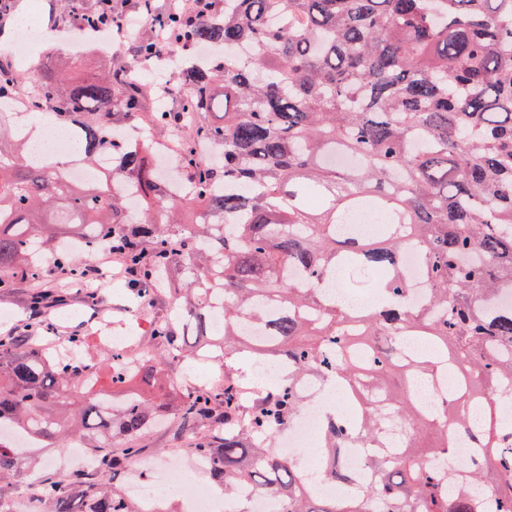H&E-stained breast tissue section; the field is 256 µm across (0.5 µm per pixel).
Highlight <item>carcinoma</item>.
Returning <instances> with one entry per match:
<instances>
[{"instance_id": "carcinoma-1", "label": "carcinoma", "mask_w": 512, "mask_h": 512, "mask_svg": "<svg viewBox=\"0 0 512 512\" xmlns=\"http://www.w3.org/2000/svg\"><path fill=\"white\" fill-rule=\"evenodd\" d=\"M112 0L82 24L118 26ZM171 48L208 45V68L181 65L188 89L183 164L190 191L168 194L149 166L153 148H129L92 108L132 110L143 91L113 71L65 84L37 74L35 111L76 139V156L117 164L89 183L68 164L29 157L35 149L0 113V295L20 280L31 307L67 305L84 288L89 255L115 248L134 271L136 303L160 294L175 317L151 322L150 343L106 351L101 362L67 365L35 344L48 331L30 315L26 336L0 335V427L49 447L75 436L99 442L94 473L123 475L136 441L173 414L182 434L205 423L190 451L208 458L224 497L243 485L279 512H512V0H224L193 25L181 9L163 16ZM144 41L127 66H157ZM141 217L131 221V210ZM80 237L87 252L63 248ZM420 258L427 301L411 300L403 265ZM371 289L354 309L327 291L338 274ZM219 305L224 324L209 317ZM217 355L224 384L155 402L112 401L110 385L151 381L169 359ZM295 361L288 380L335 384L361 410L356 423L327 418L323 475L347 482L341 450L374 448L367 477L327 499L275 447L303 402L287 384L247 399L230 377L247 355ZM445 375L460 390L434 411L411 397L415 384ZM431 428L428 453L416 438ZM464 432L482 452L432 467ZM396 435L400 452L379 449ZM0 441V481L17 470ZM32 512H143L87 474L32 488Z\"/></svg>"}]
</instances>
